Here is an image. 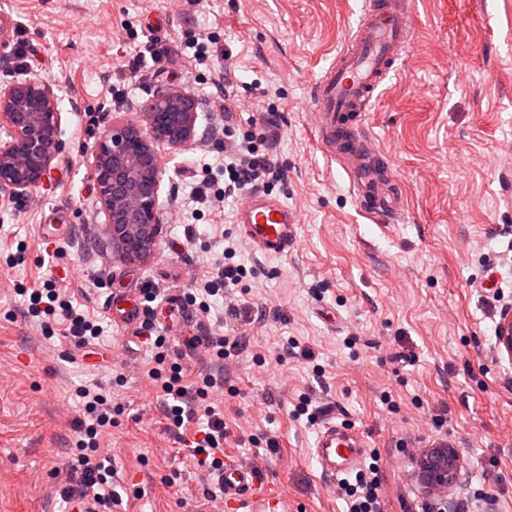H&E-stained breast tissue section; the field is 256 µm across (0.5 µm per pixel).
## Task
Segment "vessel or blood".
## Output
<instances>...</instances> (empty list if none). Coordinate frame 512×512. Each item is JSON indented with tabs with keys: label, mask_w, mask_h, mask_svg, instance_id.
Wrapping results in <instances>:
<instances>
[{
	"label": "vessel or blood",
	"mask_w": 512,
	"mask_h": 512,
	"mask_svg": "<svg viewBox=\"0 0 512 512\" xmlns=\"http://www.w3.org/2000/svg\"><path fill=\"white\" fill-rule=\"evenodd\" d=\"M413 19V0H365L356 28L315 85L309 110L317 137L328 150L348 157L354 171L369 173L379 166L359 122L395 63L406 54ZM357 193L368 212L398 209L387 178L358 188ZM236 221L250 244L267 257L287 255L300 238L297 210L262 191L247 194ZM368 448L363 431L328 418L317 431L312 456L322 474L335 478L359 468ZM223 508L225 512H288V503L277 485L229 455L224 459Z\"/></svg>",
	"instance_id": "b4317fda"
}]
</instances>
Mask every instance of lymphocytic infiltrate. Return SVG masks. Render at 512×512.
<instances>
[{"instance_id": "lymphocytic-infiltrate-1", "label": "lymphocytic infiltrate", "mask_w": 512, "mask_h": 512, "mask_svg": "<svg viewBox=\"0 0 512 512\" xmlns=\"http://www.w3.org/2000/svg\"><path fill=\"white\" fill-rule=\"evenodd\" d=\"M276 164L269 133L243 137L224 153L225 181L203 179L194 188L193 198L199 204L214 200L220 202L246 190L271 187ZM235 255V243L227 242L223 263L201 278V294L219 296L239 286L247 270L235 263ZM27 313L43 324L54 322L63 325L64 338L73 340L81 348L94 344L103 331L101 325L78 311L71 300L49 282L31 290ZM134 335L144 339L154 351V364L147 376L163 400L167 419L178 428L184 422L202 419L203 424L189 452L201 471L204 500L218 502L224 492V440L227 431L224 408L214 396L223 392L224 376L209 373L193 380L187 379L182 361L186 351L199 348L205 349L215 361H224L240 349V340L201 334L176 342L161 333L151 308L146 310L145 319L135 329ZM76 395L82 401L83 412L72 423L76 453L67 465L69 477L61 486L60 494L65 497L74 490L92 492L101 506L120 505V497L110 490L116 471L100 452V438L115 424L117 416L123 414L124 406L113 401L111 385L107 382L79 386ZM338 486L346 512H388L385 475L377 462H369L352 477L340 480Z\"/></svg>"}]
</instances>
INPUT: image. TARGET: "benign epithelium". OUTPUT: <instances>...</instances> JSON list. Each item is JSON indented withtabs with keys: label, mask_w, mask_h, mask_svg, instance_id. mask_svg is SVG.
<instances>
[{
	"label": "benign epithelium",
	"mask_w": 512,
	"mask_h": 512,
	"mask_svg": "<svg viewBox=\"0 0 512 512\" xmlns=\"http://www.w3.org/2000/svg\"><path fill=\"white\" fill-rule=\"evenodd\" d=\"M197 113L186 91H160L144 123L115 125L98 136L89 156L98 188L104 233L128 263L145 260L162 233L159 191L164 171L157 144L180 148L193 141ZM61 115L57 98L42 81L0 83V189L24 196L50 172ZM499 351L512 358V311L497 328ZM463 460L454 448H433L415 462L417 485L425 494L449 495Z\"/></svg>",
	"instance_id": "1"
}]
</instances>
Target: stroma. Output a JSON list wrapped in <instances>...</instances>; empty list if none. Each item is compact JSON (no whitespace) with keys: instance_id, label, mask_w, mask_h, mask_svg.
Returning a JSON list of instances; mask_svg holds the SVG:
<instances>
[{"instance_id":"stroma-1","label":"stroma","mask_w":512,"mask_h":512,"mask_svg":"<svg viewBox=\"0 0 512 512\" xmlns=\"http://www.w3.org/2000/svg\"><path fill=\"white\" fill-rule=\"evenodd\" d=\"M362 0H0L11 27L0 38V81L19 79V44L62 116L49 177L28 195L0 192V512H62L54 469L71 459L75 384L93 379L71 361L67 340L45 339L18 291L67 280L73 304L101 320L105 344L125 361L115 401L125 404L101 448L121 477L114 512H192L198 491L189 424L170 428L146 372L148 345L109 310L115 295L146 284L189 288L223 263L224 237L240 243L251 274L236 292L266 315L239 325L244 346L224 367L225 451L281 486L288 512H343L335 482L311 455L316 428L292 417L300 395L363 430L387 471L389 512L417 495L409 455L435 417L465 468L448 502L491 490L488 512H512V361L496 328L512 307V0H415L412 46L361 125L387 163L401 211L395 221L363 211L347 161L317 140L306 105L358 19ZM212 37L225 56L187 62L189 42ZM159 61L127 75L123 105L104 111L115 73L146 42ZM247 109L225 123L210 94L224 70ZM195 99L205 136L161 147L166 172L159 241L127 264L101 236L98 191L87 162L97 137L137 121L158 90ZM278 106L273 193L295 208L302 230L283 258L245 241L235 201L175 200L210 176L224 149L262 133L259 99ZM59 214L55 246L41 226ZM315 348L320 371L287 354ZM276 438L269 449L265 437Z\"/></svg>"}]
</instances>
